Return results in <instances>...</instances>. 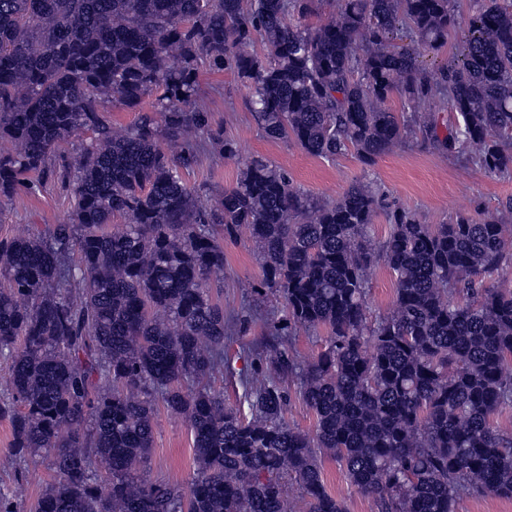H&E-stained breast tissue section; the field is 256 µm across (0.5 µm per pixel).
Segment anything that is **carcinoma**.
<instances>
[{
  "label": "carcinoma",
  "mask_w": 512,
  "mask_h": 512,
  "mask_svg": "<svg viewBox=\"0 0 512 512\" xmlns=\"http://www.w3.org/2000/svg\"><path fill=\"white\" fill-rule=\"evenodd\" d=\"M0 0V196L43 174L60 145L68 222L0 240V416L12 452L50 459L31 512H345L322 459L340 463L378 512H457L460 495L512 499V289L487 281L512 264V225L459 215L424 224L363 183L318 204L262 157L201 202L181 170L208 131L200 61L234 73L274 140L365 163L420 130L475 168L512 177V0H475L456 55L432 73L457 23L454 0ZM406 30L409 43H392ZM264 56L248 51L255 37ZM158 94L124 129L105 112ZM397 96L403 112L389 107ZM455 114L437 137L434 108ZM385 215L380 245L368 230ZM126 218L108 230L112 217ZM248 230L288 327L329 330L302 363L275 350L244 377L240 407L210 381L231 368L224 270L213 226ZM393 274L391 313L369 317L370 272ZM316 418L285 420L281 377ZM189 424L188 488L144 478L157 403ZM298 487L295 508L287 484Z\"/></svg>",
  "instance_id": "1"
}]
</instances>
